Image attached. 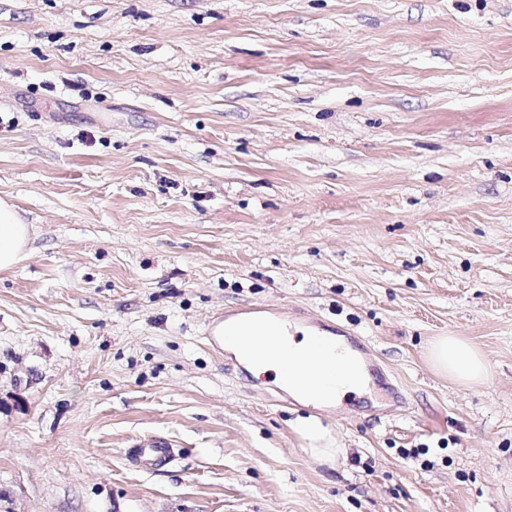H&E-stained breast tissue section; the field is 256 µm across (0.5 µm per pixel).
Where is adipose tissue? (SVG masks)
I'll use <instances>...</instances> for the list:
<instances>
[{"label": "adipose tissue", "instance_id": "ef3b65f1", "mask_svg": "<svg viewBox=\"0 0 512 512\" xmlns=\"http://www.w3.org/2000/svg\"><path fill=\"white\" fill-rule=\"evenodd\" d=\"M30 225L24 224L14 204L0 199V272L19 265L28 255ZM250 329L237 324L224 336V348L254 374L275 371L280 384L293 396L304 395L299 381L284 366L285 358L303 363L304 372L318 376L316 404L330 405L344 396L362 393L364 377L357 356L330 335L306 333L293 336L287 325L276 324L262 342L251 343ZM431 366L462 386L482 382L488 372L482 353L459 336L436 338L428 350Z\"/></svg>", "mask_w": 512, "mask_h": 512}]
</instances>
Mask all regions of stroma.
Here are the masks:
<instances>
[{"label": "stroma", "mask_w": 512, "mask_h": 512, "mask_svg": "<svg viewBox=\"0 0 512 512\" xmlns=\"http://www.w3.org/2000/svg\"><path fill=\"white\" fill-rule=\"evenodd\" d=\"M0 197V512H512V0H0ZM256 307L373 397L209 340ZM31 225L24 224L14 204L0 199V272L10 271L28 255ZM271 327L272 333L264 341L245 350L242 344L252 338L250 328L245 324H236L224 334V348L256 375L275 371L278 381L288 392L299 399L303 395L315 400L306 401L313 405H330L347 394L363 392L364 377L359 359L333 336L302 332L301 338L295 337L288 332V325L283 321L281 325L273 324ZM286 350L288 358L303 362V373L318 376L320 389L317 394L307 393L299 381L287 372L283 362ZM336 363L342 365L343 375L336 376ZM431 366L458 385L471 386L482 382L488 372L482 353L460 336H440L428 350ZM299 430L301 434L310 441V448L312 453L317 454L320 458L330 459L336 457V459L345 453L344 448H339L336 444V448H318V446H324L321 442L328 441V431L322 424L315 418L303 419L299 423ZM174 445L167 439L154 437L140 442L129 450L130 460L137 466L163 467L174 457Z\"/></svg>", "instance_id": "35a3bbf8"}]
</instances>
